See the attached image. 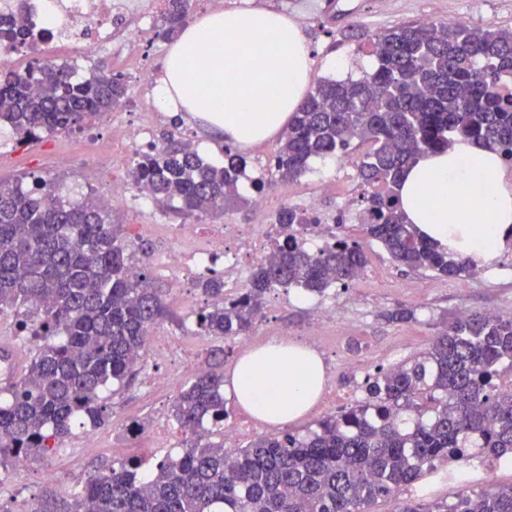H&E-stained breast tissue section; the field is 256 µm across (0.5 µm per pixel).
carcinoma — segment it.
<instances>
[{
    "instance_id": "1",
    "label": "carcinoma",
    "mask_w": 512,
    "mask_h": 512,
    "mask_svg": "<svg viewBox=\"0 0 512 512\" xmlns=\"http://www.w3.org/2000/svg\"><path fill=\"white\" fill-rule=\"evenodd\" d=\"M191 0H167L162 35L183 26ZM377 65L360 77L319 78L282 133L274 168L284 179L307 171L313 158L355 162L372 222L364 234L408 268L451 279L479 267L424 240L407 223L397 187L404 169L458 137L475 140L512 165V31L415 22L359 35ZM37 73L36 88L29 74ZM127 96L123 76L100 65L75 80L72 69L36 64L23 75L0 69V125L19 145L81 127ZM247 158L224 146L212 165L164 132L136 153L130 176L175 216L224 212L238 191ZM286 236L252 270L249 288L224 297V280L198 287L213 302L195 315L197 335L210 340L248 334L266 295L300 288L322 296L365 269L360 243L336 238L313 251L294 226L307 223L295 206L277 215ZM151 247L119 234L91 196L80 203L56 194L51 176L0 180V310L17 305V336L33 345L24 374L0 389V466L58 448L72 429L109 419L102 391L132 384L135 357L165 316L148 269ZM192 375L171 414L186 435L176 459L150 468L132 460L97 472L66 491L69 512H372L373 505L413 485L438 464L468 459L477 435L491 458L512 462V390L494 383L512 370V320L481 312L460 315L420 357L366 380L365 397L304 433L266 432L226 448L199 435L204 424L224 430V358ZM400 512H512V484L462 487L456 498L411 501Z\"/></svg>"
}]
</instances>
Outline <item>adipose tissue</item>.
Returning <instances> with one entry per match:
<instances>
[{
    "instance_id": "ef3b65f1",
    "label": "adipose tissue",
    "mask_w": 512,
    "mask_h": 512,
    "mask_svg": "<svg viewBox=\"0 0 512 512\" xmlns=\"http://www.w3.org/2000/svg\"><path fill=\"white\" fill-rule=\"evenodd\" d=\"M312 79L309 48L287 16L263 7L216 10L169 47L154 98L163 111L205 123L213 140L244 149L287 126ZM400 192L420 234L479 265L490 264L512 233V177L470 140L418 159ZM325 379L315 350L273 337L238 358L224 390L260 422L279 426L309 413Z\"/></svg>"
}]
</instances>
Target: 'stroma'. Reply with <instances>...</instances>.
<instances>
[{"label":"stroma","instance_id":"35a3bbf8","mask_svg":"<svg viewBox=\"0 0 512 512\" xmlns=\"http://www.w3.org/2000/svg\"><path fill=\"white\" fill-rule=\"evenodd\" d=\"M255 4L273 8L288 17L305 18L302 32L311 52L315 77L344 79L359 77L371 69L374 57L358 52L356 41L344 38L342 32L356 25L372 33H381L430 15L438 22H452L468 17L470 26H492L512 30V0H254ZM150 14L143 7L112 18L113 31L124 39L109 46H98L91 55H77L80 76H87L93 60L106 59L122 73L128 85L130 121H137L144 111L138 75L148 64L162 65L170 43L158 37L150 27ZM94 150L92 142L78 132H60L42 141L16 145L8 131L0 132V178L14 179L28 172L49 174L58 178L74 194L100 196L106 191L105 179L88 180L86 171ZM55 154L70 157L68 166L50 163ZM311 172L291 180L295 202L319 194V205L326 215H335L339 208L357 212L364 189L361 185L318 193L315 181L333 175V159H317ZM113 223L123 237H141L153 243L155 253L150 264L154 283L162 290L168 316L154 329L158 346L173 345L175 353L156 359L153 369L142 370L134 384L109 395L111 414L105 425L75 427L73 435L61 448L44 456L32 458L27 471L18 473L0 467V512H26L36 504L42 512H66V492L82 484L90 474L109 469L131 458H140L145 465L171 455L179 449L166 450L153 442L160 419L170 416L171 404L190 373L182 369L177 355L196 353L206 359L212 343L197 336L189 315L203 306L206 297L196 284L176 287L168 269L175 248L168 236L169 224L175 216L156 203L137 208L131 203L110 205ZM151 225L150 234H142L141 225ZM337 235L358 241L367 257L365 277L348 286H333L325 296H307L295 291L271 292L266 299L268 320L255 326L257 336L283 337L299 340L318 320L322 309L336 312V321L322 336L319 350L326 366V379L336 396L337 408L343 409L362 400L367 376L379 369L410 361L426 351L432 340L461 312H491L512 319V251L499 252L494 263L476 275L448 279L424 270L413 271L393 262L381 244L367 238L360 225L345 223ZM415 309L416 318L407 323L385 319V312L398 308ZM169 372L171 382L162 392L153 391L152 370ZM142 425L144 436L131 440L127 435L130 422ZM54 465L59 476L48 482L42 479L45 465ZM456 463L440 465L436 473L421 483L403 488L398 495L379 500L373 512H400L405 501L412 499H454L459 486L450 475Z\"/></svg>","mask_w":512,"mask_h":512}]
</instances>
